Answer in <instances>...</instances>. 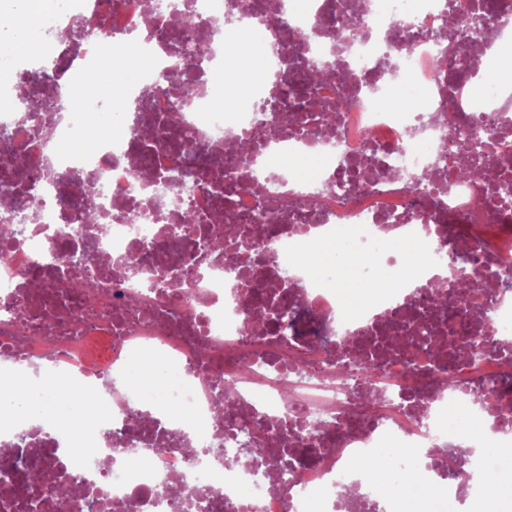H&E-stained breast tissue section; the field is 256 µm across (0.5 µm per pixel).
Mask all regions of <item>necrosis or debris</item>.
<instances>
[{
    "instance_id": "necrosis-or-debris-1",
    "label": "necrosis or debris",
    "mask_w": 512,
    "mask_h": 512,
    "mask_svg": "<svg viewBox=\"0 0 512 512\" xmlns=\"http://www.w3.org/2000/svg\"><path fill=\"white\" fill-rule=\"evenodd\" d=\"M167 2L58 0L30 21L72 102L63 116L47 109L50 89L28 84L34 60L15 28L0 30V167L25 175L0 207L12 217L0 235V458L40 470L44 512H90L71 486L103 492L107 512H397L408 495L422 512H469L488 484L460 447L497 461L512 447V202L498 197L512 183V74L491 54L512 41V0H176L199 24L202 94L170 85L185 64L157 30ZM486 4L497 14L477 62L484 92L454 112L463 75L445 17ZM75 10L77 46L63 35ZM230 11L262 33L261 80L242 30L222 25ZM304 61L332 78L307 99L279 94ZM400 82L420 88L425 111L378 106ZM311 98L341 104L332 127L281 124ZM90 127L92 145L69 149ZM242 140L255 147L244 159ZM466 159L484 166L479 182L457 181ZM187 164L211 178L159 201L156 184ZM93 202L107 234L85 221ZM190 205L192 241L171 248L164 228ZM228 226L238 264L212 247ZM441 251L478 260L444 269ZM134 254L132 275L120 260ZM364 256L355 278L377 293L343 295L345 259ZM85 280L88 297L73 287ZM392 336L402 348H386ZM466 336L487 352L470 357ZM134 354L158 359L165 410L129 400ZM40 365L82 395L81 440L30 424ZM243 428L271 440L268 454L241 457ZM357 458L380 460L392 494L362 483Z\"/></svg>"
}]
</instances>
